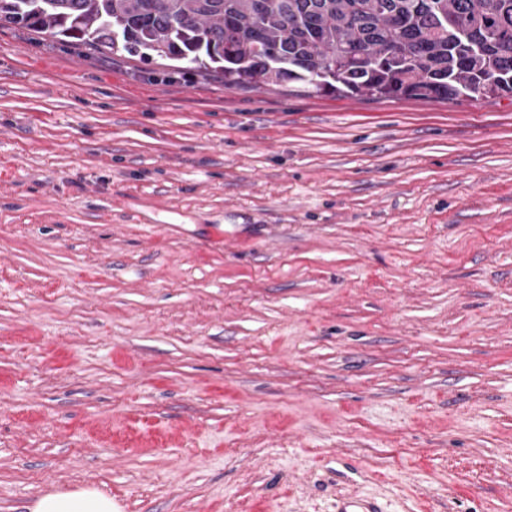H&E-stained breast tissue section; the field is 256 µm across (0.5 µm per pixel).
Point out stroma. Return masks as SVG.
I'll return each mask as SVG.
<instances>
[{"instance_id": "obj_1", "label": "stroma", "mask_w": 512, "mask_h": 512, "mask_svg": "<svg viewBox=\"0 0 512 512\" xmlns=\"http://www.w3.org/2000/svg\"><path fill=\"white\" fill-rule=\"evenodd\" d=\"M512 512V100L0 27V512ZM29 512H118L112 497L95 487L45 492L26 508Z\"/></svg>"}]
</instances>
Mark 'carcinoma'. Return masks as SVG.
Listing matches in <instances>:
<instances>
[{"instance_id": "carcinoma-1", "label": "carcinoma", "mask_w": 512, "mask_h": 512, "mask_svg": "<svg viewBox=\"0 0 512 512\" xmlns=\"http://www.w3.org/2000/svg\"><path fill=\"white\" fill-rule=\"evenodd\" d=\"M14 25L224 83L315 94L512 97V0H0Z\"/></svg>"}]
</instances>
